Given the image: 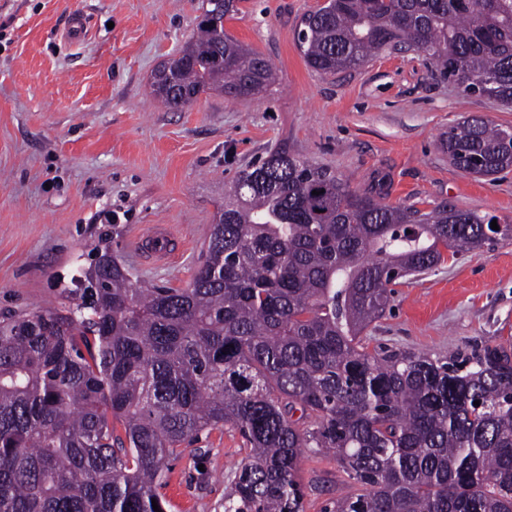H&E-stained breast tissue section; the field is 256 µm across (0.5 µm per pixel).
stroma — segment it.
<instances>
[{"label": "stroma", "mask_w": 512, "mask_h": 512, "mask_svg": "<svg viewBox=\"0 0 512 512\" xmlns=\"http://www.w3.org/2000/svg\"><path fill=\"white\" fill-rule=\"evenodd\" d=\"M319 6L241 0L224 28L273 65L275 83L251 98L210 91L169 111L152 75L194 32L200 0H0V319L64 303L98 244L142 282L187 287L225 186L280 148L390 205L445 203L512 224V170L468 174L440 145L467 118L512 126V107L462 95L414 51H382L333 76L313 71L298 33ZM76 13L88 31L71 46ZM156 224L172 228V261L141 252ZM365 336L372 351L433 357L512 345V239L396 286ZM246 453L231 428L202 432L169 464L167 512H223ZM301 476L304 512L360 490L330 454L304 453Z\"/></svg>", "instance_id": "35a3bbf8"}]
</instances>
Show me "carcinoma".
<instances>
[{
	"label": "carcinoma",
	"mask_w": 512,
	"mask_h": 512,
	"mask_svg": "<svg viewBox=\"0 0 512 512\" xmlns=\"http://www.w3.org/2000/svg\"><path fill=\"white\" fill-rule=\"evenodd\" d=\"M299 41L324 75L413 49L512 107V0H336ZM182 53L153 77L170 109L274 79L203 20ZM441 145L475 176L512 168L509 126L467 118ZM492 221L384 204L277 150L233 180L187 287H148L93 248L68 303L0 320V512H164L169 462L224 426L248 447L224 512H304L306 450L362 487L329 512H512V349L363 344L393 286L482 249Z\"/></svg>",
	"instance_id": "cac0c4a2"
}]
</instances>
